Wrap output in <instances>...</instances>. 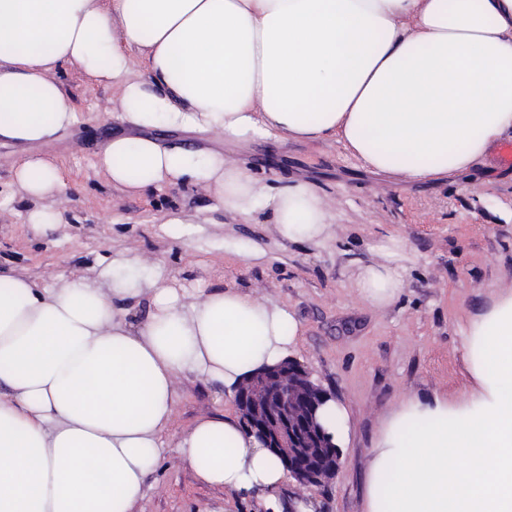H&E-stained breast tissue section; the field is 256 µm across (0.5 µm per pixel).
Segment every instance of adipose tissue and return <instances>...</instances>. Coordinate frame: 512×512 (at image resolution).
Listing matches in <instances>:
<instances>
[{
    "label": "adipose tissue",
    "mask_w": 512,
    "mask_h": 512,
    "mask_svg": "<svg viewBox=\"0 0 512 512\" xmlns=\"http://www.w3.org/2000/svg\"><path fill=\"white\" fill-rule=\"evenodd\" d=\"M69 65L118 90L130 135L95 165L129 194L189 183L227 214L264 209L287 241L332 230L317 188L265 190L224 154L166 145L154 130L227 141L332 139L370 171L426 184L480 164L512 129V0H0V141L32 145L79 115L56 73ZM149 79H137L140 69ZM48 232L59 168L14 169ZM398 246L352 286L376 310L403 287ZM147 297L145 320L128 303ZM303 326L287 305L237 288L170 280L130 249L87 274L0 268V512H133L167 449L208 485L258 492L282 512L287 471L218 413L171 434L183 381L232 400L288 359ZM476 385L455 401L404 400L367 461L365 512H512V289L470 319Z\"/></svg>",
    "instance_id": "1"
}]
</instances>
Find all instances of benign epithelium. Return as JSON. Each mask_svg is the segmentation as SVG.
<instances>
[{"label": "benign epithelium", "mask_w": 512, "mask_h": 512, "mask_svg": "<svg viewBox=\"0 0 512 512\" xmlns=\"http://www.w3.org/2000/svg\"><path fill=\"white\" fill-rule=\"evenodd\" d=\"M326 396L308 369L294 359L256 373L234 395L251 433L282 458L299 485L310 490L330 483L342 466L340 451L316 418Z\"/></svg>", "instance_id": "1"}]
</instances>
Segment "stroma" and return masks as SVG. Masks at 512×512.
<instances>
[{
  "label": "stroma",
  "instance_id": "obj_1",
  "mask_svg": "<svg viewBox=\"0 0 512 512\" xmlns=\"http://www.w3.org/2000/svg\"><path fill=\"white\" fill-rule=\"evenodd\" d=\"M80 120L36 145L0 143V265L35 276H70L105 255L134 247L161 258L187 287L204 283L255 290L288 305L302 323L296 360L351 417L343 466L324 489L288 482L283 498L307 497L316 512H363L366 462L385 417L404 399L462 395L470 383L461 329L483 312L495 292L512 289V167L492 160L454 180L410 184L362 167L333 141L227 143L191 130L157 135L219 151L252 171L270 192L303 179L316 186L331 214L323 242H288L269 216L225 214L214 196L187 184L133 196L112 187L94 166L111 134L127 131L115 89L66 67L59 73ZM36 153L67 179L66 198L43 199L61 222L41 232L25 224L34 201L13 192L20 157ZM402 239L398 264L404 288L378 311L357 298L351 283L360 265L382 262L389 237ZM215 389L182 385L173 432L188 430L216 408ZM254 496L201 484L176 449L147 476L136 512H259Z\"/></svg>",
  "mask_w": 512,
  "mask_h": 512
}]
</instances>
